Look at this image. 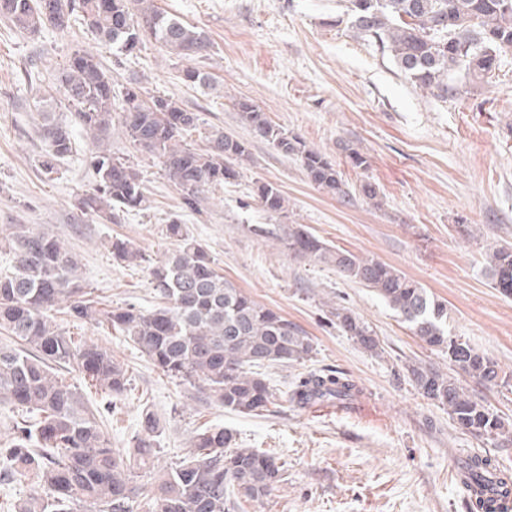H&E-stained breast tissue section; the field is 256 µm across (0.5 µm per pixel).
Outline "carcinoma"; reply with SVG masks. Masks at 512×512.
I'll return each instance as SVG.
<instances>
[{
	"instance_id": "1",
	"label": "carcinoma",
	"mask_w": 512,
	"mask_h": 512,
	"mask_svg": "<svg viewBox=\"0 0 512 512\" xmlns=\"http://www.w3.org/2000/svg\"><path fill=\"white\" fill-rule=\"evenodd\" d=\"M0 9L22 31L46 25L64 29L81 20L112 43L116 55H130L150 36L184 58L208 50L203 31L154 8L152 0H0ZM351 27L388 54L419 90L443 100L459 94V84L487 81L500 71L501 54L512 49V0H344ZM184 79L213 86L209 73L190 66ZM75 106L78 125L96 138L91 157L96 184L82 198L86 214L105 222L146 204L140 172L112 155L105 143L112 127V78L93 55L75 52L59 75ZM241 118L281 154L298 160L317 188L349 202L354 194L343 173L321 151L271 123L247 101L236 103ZM40 133L47 149L39 165L46 175L72 149L73 133L42 101ZM122 123L133 145L156 156L168 180L182 192L184 205L197 210L200 195L237 177L235 164L250 159L247 142L211 126L206 148L182 144L198 130L200 116L169 98L144 97L129 86L122 97ZM255 194L269 213L282 214L287 200L269 182H256ZM252 231L280 239L294 256L327 263L343 279L368 288L413 336L448 354L463 375L486 389L512 392V380L498 364L459 336L448 335V307L396 268L321 241L300 224H256ZM178 250L149 267L156 294L165 305L152 310L134 303L100 308L86 298L77 256L57 236L22 224L4 238L14 255L13 272L0 276V329L12 342L0 343V401L27 414L12 427L0 447V480L33 475L38 489L6 504L7 512H133L143 495L136 471L155 458L160 423L146 407L140 429L126 449L112 448L99 424L101 412L89 407L77 390L63 384L53 367L76 362L91 385L107 397L126 390L127 369L112 355L58 330L54 311L68 304L75 318L106 324L121 332L170 379L206 391L224 408L261 415L274 404L263 370L299 363L313 352L312 340L279 312L224 279L206 249L178 221L167 226ZM115 259L146 261L129 242H112ZM486 273L505 297L512 296V245L486 255ZM337 328L364 349L376 353L379 341L369 327L345 308H336ZM409 379L425 398L448 408V415L472 435L503 448L512 444V425L484 404L457 378L422 365H407ZM360 393L348 375L312 370L294 382L289 399L300 408L343 404ZM460 480L477 512H501L496 500L472 491L496 482L498 497L512 499V483L492 460L473 455L461 463ZM278 460L253 448L235 446L233 434L208 426L194 433L187 458L165 470L148 512H237L239 496L258 500L283 480Z\"/></svg>"
}]
</instances>
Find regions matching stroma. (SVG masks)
Instances as JSON below:
<instances>
[{
    "mask_svg": "<svg viewBox=\"0 0 512 512\" xmlns=\"http://www.w3.org/2000/svg\"><path fill=\"white\" fill-rule=\"evenodd\" d=\"M160 12L202 29L206 56L186 60L153 38L121 58L86 25L20 32L0 16V237L8 225L51 230L76 253L92 299L102 307L155 304L146 266L118 262L113 239L129 241L152 261L177 249L167 233L180 220L214 259L225 278L255 301L296 323L314 344L311 359L267 368L275 403L262 415L224 409L198 389L177 385L118 332L58 311L68 336L98 344L124 363L125 395L103 418L115 448L129 447L142 404L160 420L161 451L139 484L152 493L161 472L183 460L194 431L218 424L242 448L273 455L284 479L260 500L240 499L238 512H472L458 482L467 457H491L512 476V446L497 448L462 430L446 409L418 393L408 361L452 374L448 356L422 346L369 289L340 278L327 264L296 259L254 224H302L332 247L394 266L448 304V333L465 337L512 378V298L493 288L483 267L490 248L512 244V50L503 74L464 84L444 101L416 89L392 60L343 22L344 0H154ZM77 51L97 57L115 93L137 84L198 112L208 125L249 143L252 158L234 180L210 188L199 210L181 195L152 154L139 150L113 125L109 145L143 178L147 208L116 222L83 216L78 198L95 185L90 134L74 128L71 153L57 174L44 175L38 159L39 96L50 98L57 119L72 107L58 76ZM209 72L214 89L183 78L186 67ZM337 163L349 184H376L377 202L345 203L312 185L299 162L283 156L244 125L237 101ZM367 159L347 164L345 147ZM279 186L287 216L264 210L256 181ZM357 315L380 342L371 354L343 336L336 307ZM320 368L350 375L360 398L342 410L300 409L292 384Z\"/></svg>",
    "mask_w": 512,
    "mask_h": 512,
    "instance_id": "35a3bbf8",
    "label": "stroma"
}]
</instances>
